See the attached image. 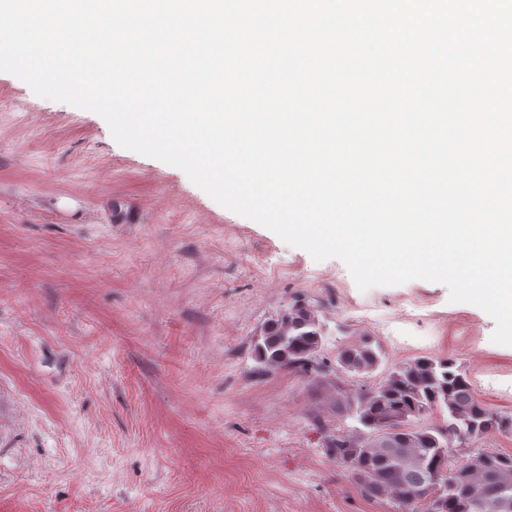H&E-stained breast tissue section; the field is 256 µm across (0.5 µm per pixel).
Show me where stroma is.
Instances as JSON below:
<instances>
[{"instance_id":"stroma-1","label":"stroma","mask_w":512,"mask_h":512,"mask_svg":"<svg viewBox=\"0 0 512 512\" xmlns=\"http://www.w3.org/2000/svg\"><path fill=\"white\" fill-rule=\"evenodd\" d=\"M297 292L326 357L363 333L386 368L447 357L512 414V346L484 310L425 280L360 290L0 72V512H397L324 453L331 391L252 371Z\"/></svg>"}]
</instances>
